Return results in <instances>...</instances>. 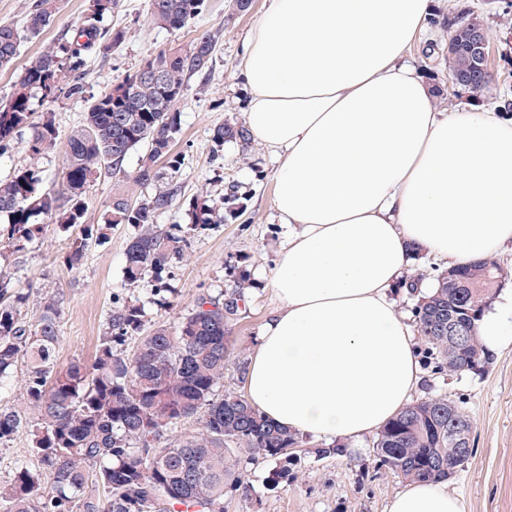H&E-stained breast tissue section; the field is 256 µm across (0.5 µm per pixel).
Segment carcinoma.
Segmentation results:
<instances>
[{
  "label": "carcinoma",
  "instance_id": "carcinoma-1",
  "mask_svg": "<svg viewBox=\"0 0 512 512\" xmlns=\"http://www.w3.org/2000/svg\"><path fill=\"white\" fill-rule=\"evenodd\" d=\"M119 0H88L83 24L74 35L28 66L0 104V157L11 153L25 131L24 148L33 162L0 179V245L22 251L40 239L45 225L76 233L67 237L63 263L83 265L89 244L102 242L112 228L129 224L135 234L127 245L124 278L146 283L160 305L173 289L167 277L181 255L184 234L222 224L238 211L235 200L199 195L186 209L178 231L156 223L171 202L159 184L155 163L180 165L172 153L181 131L176 108L187 77L209 68L214 35L199 33L186 48L160 51L136 71L91 98L83 121L62 150L64 191L42 187L40 155L57 146L52 113L40 122L37 106L65 92L83 96L80 69L90 54L118 48L121 31L101 26ZM206 0H150L153 24L181 30L201 16ZM58 10V0H32L22 27L0 22V69L11 67L22 44L40 36ZM469 30L458 24L448 36V75L472 73V92L484 91L490 72L475 69L467 53ZM249 140L243 126L214 128L212 140ZM147 154L135 181L153 191L138 203L116 197L100 224H85L86 196L105 172L122 171L141 146ZM501 284L500 266L491 259L454 267L436 276L432 291L417 300L416 327L425 351L439 372L460 374L489 360L477 336L476 321ZM30 292L17 287L14 274L0 265V385L20 358L29 362L25 393L34 414L0 405V443L26 431L30 444L12 480L0 484V512H172L184 505L193 512H224V487L241 486L244 464L288 460L303 438L267 419L243 395L221 391L229 357L227 327L238 315L241 292L200 294L194 307L174 325L144 333V305L125 301L112 307L91 364L72 362L55 368L60 342L59 301L43 297L40 315L27 324L22 311ZM464 322L465 335H448V318ZM137 341L125 355L119 348ZM199 420L191 433L178 432L185 421ZM472 422L456 401L446 397L407 404L377 432L373 447L381 465L409 481L446 479L469 462ZM245 457L234 454V450ZM35 458L31 464L29 458ZM104 496L86 495L89 479Z\"/></svg>",
  "mask_w": 512,
  "mask_h": 512
}]
</instances>
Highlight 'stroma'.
<instances>
[{
	"label": "stroma",
	"instance_id": "1",
	"mask_svg": "<svg viewBox=\"0 0 512 512\" xmlns=\"http://www.w3.org/2000/svg\"><path fill=\"white\" fill-rule=\"evenodd\" d=\"M230 3L207 0L204 13L179 31L151 24L150 0H120L103 20L105 27L123 30L125 37L115 51L87 58L81 78L88 95L94 96L133 73L151 55L186 46L202 31L215 35L210 70L187 79L177 105L182 123L173 151L181 166L173 171L165 162L156 165L164 184L175 192L156 221L183 223L189 202L202 193L214 200L236 197L241 211L224 223L188 234L184 257L171 268L175 293L167 307L124 279L125 249L132 233L126 224L115 227L105 243L91 245L77 271L64 265L66 235L53 224L45 227L39 241L9 255L10 271L31 292L23 311L27 324L37 322L41 297L51 295L60 302L57 368L92 361L114 302L131 298L143 303L145 327L150 330L177 321L200 293H229L241 286L245 303L228 325L231 355L224 373L225 388H241L242 370L254 353L259 330L276 307L265 276L279 258L285 228L273 208L275 159L255 138L245 145L233 140L220 147L212 141L215 126L245 122L250 89L242 76L244 39L262 13L264 0H252L247 12L236 15ZM473 17L487 29L493 74L490 88L476 95L448 89V25ZM84 18L85 0H61L51 24L22 45L11 69L0 70V98L9 94L25 68L70 36ZM410 56L422 76L441 89L438 108L451 109L471 100L486 106L512 100V0H432ZM139 158V153H132L123 172L102 175L87 196L86 223H101L113 197L142 199L144 190L133 181ZM420 363L423 379L414 398L448 396L462 403L473 422L475 454L465 470L449 478V490L463 498L466 512H512V344L491 354L488 363L473 372L441 373L427 357ZM373 441L369 435L353 443L346 455L321 457L316 453L320 441L304 437L303 451L289 462L288 474L276 488L268 486L273 463L249 464L244 488L225 493L224 512H386L389 500L407 482L380 467Z\"/></svg>",
	"mask_w": 512,
	"mask_h": 512
}]
</instances>
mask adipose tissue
<instances>
[{"label":"adipose tissue","mask_w":512,"mask_h":512,"mask_svg":"<svg viewBox=\"0 0 512 512\" xmlns=\"http://www.w3.org/2000/svg\"><path fill=\"white\" fill-rule=\"evenodd\" d=\"M430 0H266L246 37V124L276 158L277 307L243 375L265 417L315 439L378 431L422 380L393 294L414 250L461 266L512 245V115L438 109L405 59ZM512 343V292L482 314ZM387 512H465L444 480Z\"/></svg>","instance_id":"obj_1"}]
</instances>
